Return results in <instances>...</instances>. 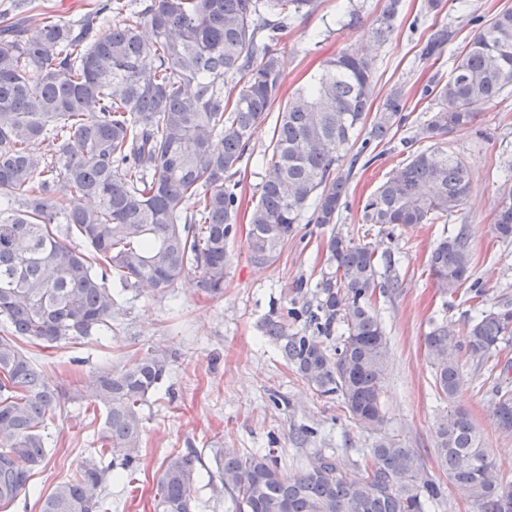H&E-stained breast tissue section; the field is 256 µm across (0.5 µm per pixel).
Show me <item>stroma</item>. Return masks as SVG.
Here are the masks:
<instances>
[{
	"instance_id": "35a3bbf8",
	"label": "stroma",
	"mask_w": 512,
	"mask_h": 512,
	"mask_svg": "<svg viewBox=\"0 0 512 512\" xmlns=\"http://www.w3.org/2000/svg\"><path fill=\"white\" fill-rule=\"evenodd\" d=\"M350 0H324L309 16L295 19L282 39L285 93L304 83L319 64L342 50L357 52L370 41L375 18L385 0H357L362 22L341 27L340 17ZM422 0H402L393 32L381 49L374 77V101L382 103L394 86L406 93L407 120L397 137L383 145L381 157L356 167L347 205L339 221L295 225L279 258L269 265L253 264L247 252L250 209L265 176L255 158L269 144L274 118H267L253 136L252 159L243 161L237 192L241 198L238 231L227 244L230 262L224 292L209 298L190 272L157 299L143 294L128 298L115 322L117 332L100 333L76 343L53 346L25 343L24 348L51 384L75 391L104 364L121 365L130 356L166 348L177 360L165 381L143 408L141 464L135 481L114 468L104 492L111 512H153L162 464L173 452L194 448L206 469H214V448L251 453L273 448L285 474L301 472L317 450H335L346 463L369 455L380 437L398 441L421 458L426 473L439 481L445 498L430 512H471L469 502L450 482L434 456L436 422L445 408L437 399L424 340L433 326L446 324L463 336L467 321L481 311L512 305V241L493 230L502 184L501 166L512 160V91L479 112L474 124L451 132L442 148L458 154L469 168V196L447 221L412 224L393 230L362 219L366 199L384 182L405 156L401 139L414 136L427 119L421 101L431 79H447L462 47L475 34L471 16L490 20L512 0H446L437 16H423ZM447 28L448 43L439 61L424 59L430 34ZM465 229L471 251V278L479 290L463 284L455 294L442 296L433 284L428 258L446 236ZM339 233L371 244L394 257L396 290L376 294L374 308L387 338V377L382 433L365 431L349 418L339 400L319 397L287 366L276 345L262 336L259 325L271 309L287 310L301 303L298 281H315L324 265L325 245ZM512 361V342L493 361L476 366L462 359L455 406L469 412L483 435V450L495 475L512 480V433L497 429L490 414L491 389L498 380L492 367ZM84 399L69 400L50 429V447L42 467L34 472L14 512H33L36 498L48 494L75 472L79 463L100 447V426L86 413ZM312 436L297 442L301 429Z\"/></svg>"
}]
</instances>
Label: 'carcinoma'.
I'll return each mask as SVG.
<instances>
[{
  "label": "carcinoma",
  "mask_w": 512,
  "mask_h": 512,
  "mask_svg": "<svg viewBox=\"0 0 512 512\" xmlns=\"http://www.w3.org/2000/svg\"><path fill=\"white\" fill-rule=\"evenodd\" d=\"M20 0L0 26V512L24 492L46 459V430L68 401L47 384L17 342H76L112 329L130 291L155 296L195 270L210 296L224 292L227 243L237 232L240 165L255 131L279 108L260 163L266 176L247 233L249 259L274 262L293 226L314 208L335 224L349 182L370 145L392 140L405 121L403 87L371 112L377 55L341 51L282 101L281 39L321 0H99L77 22ZM400 0L374 20L382 46ZM448 29L435 30L425 56L439 59ZM512 87V8L479 28L445 82L424 91L429 119L402 142L408 162L368 198L367 224H435L458 211L472 179L458 155L434 141L470 125L482 106ZM369 125L352 151L354 132ZM421 140L433 145L410 150ZM47 143L41 153L36 146ZM494 231L512 238V178L503 182ZM76 236L92 249L71 244ZM313 289L301 281L302 307L272 310L262 334L315 394L335 397L360 428L376 433L383 409L387 339L371 305L380 257L368 243L332 235ZM464 232L442 239L429 257L439 292L470 278ZM512 339V308L484 311L463 342L446 325L425 337L440 399L458 390L461 350L482 361ZM176 354L149 349L105 366L89 384L100 416L102 454L129 471L139 463L142 406ZM497 429L512 433V389H493ZM435 454L472 512H512V481L497 479L470 415L448 408L438 420ZM194 448L168 455L155 512H196ZM221 490L232 512H427L443 497L419 456L382 439L370 458L348 465L315 453L286 476L278 457L215 450ZM111 466L90 456L40 500L39 512H102Z\"/></svg>",
  "instance_id": "carcinoma-1"
}]
</instances>
